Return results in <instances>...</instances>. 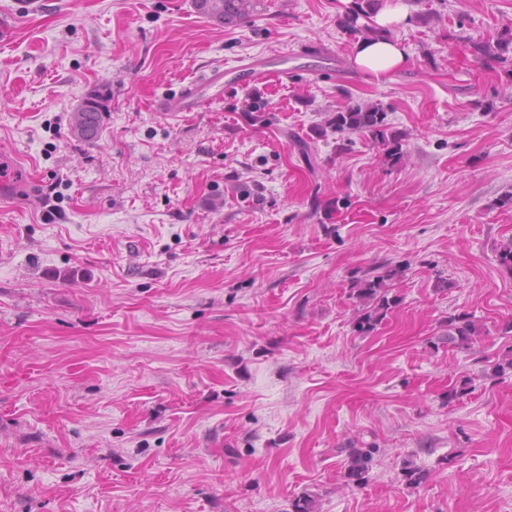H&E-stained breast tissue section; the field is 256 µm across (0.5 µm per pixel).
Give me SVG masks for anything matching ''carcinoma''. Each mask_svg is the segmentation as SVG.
Listing matches in <instances>:
<instances>
[{"mask_svg": "<svg viewBox=\"0 0 512 512\" xmlns=\"http://www.w3.org/2000/svg\"><path fill=\"white\" fill-rule=\"evenodd\" d=\"M382 0H352L344 16L339 19L340 26L353 34L367 36L377 32V27L371 23V18L381 7ZM260 0H204L203 8L198 13L211 20L220 19L222 24L231 25L251 17L256 11ZM474 56L479 61L499 60L512 51V30L499 34L492 40L472 42ZM107 110L103 94L88 95L77 107L73 115V131L85 140L95 139L101 129L102 112ZM386 112L375 106L346 105L332 112L324 121V128L331 129L340 138L351 141L353 134H366L374 144L381 147L388 157L397 158L401 154L399 137L388 132L385 122ZM391 275H380L373 280H356L352 283L350 292L363 303L362 312L357 317L356 327L359 332L367 333L374 330L387 311L400 302V296L389 295L385 280ZM479 332L474 317L467 314H457L448 317L444 329L439 336L441 342L457 349L470 345L473 337ZM339 452L346 453L344 462V478L356 485L369 481L370 462L375 449L341 448Z\"/></svg>", "mask_w": 512, "mask_h": 512, "instance_id": "1", "label": "carcinoma"}]
</instances>
